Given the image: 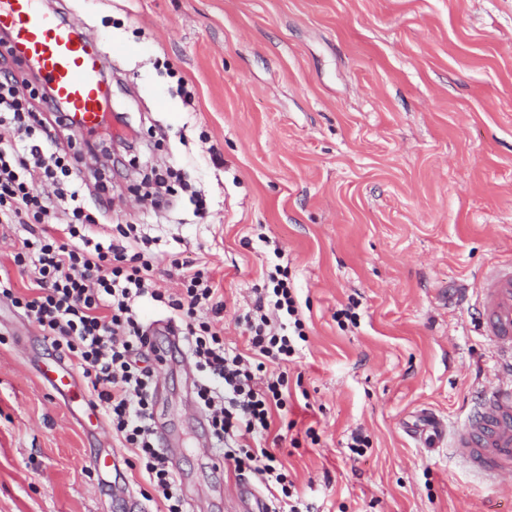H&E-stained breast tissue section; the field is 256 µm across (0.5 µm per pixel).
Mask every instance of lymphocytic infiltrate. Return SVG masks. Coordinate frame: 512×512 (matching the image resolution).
Returning <instances> with one entry per match:
<instances>
[{"mask_svg": "<svg viewBox=\"0 0 512 512\" xmlns=\"http://www.w3.org/2000/svg\"><path fill=\"white\" fill-rule=\"evenodd\" d=\"M27 80L0 69V224L27 235L13 263L32 279L19 293L0 275V300L37 324L53 348L81 369L98 407L163 512H184L176 475L154 421L155 347L140 308L167 311L197 372L196 397L214 447L236 472L276 489L287 512H303L295 484L267 438L286 407L285 368L307 339L298 295L287 277L269 273L245 316L246 350L226 346L215 320L224 301L210 276L183 267L179 292L157 288L153 240L139 225L106 231L85 206L82 158L59 152L31 108Z\"/></svg>", "mask_w": 512, "mask_h": 512, "instance_id": "f902f5d3", "label": "lymphocytic infiltrate"}]
</instances>
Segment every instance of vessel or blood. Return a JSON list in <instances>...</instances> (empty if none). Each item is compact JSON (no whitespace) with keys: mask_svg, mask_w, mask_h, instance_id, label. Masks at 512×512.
Masks as SVG:
<instances>
[{"mask_svg":"<svg viewBox=\"0 0 512 512\" xmlns=\"http://www.w3.org/2000/svg\"><path fill=\"white\" fill-rule=\"evenodd\" d=\"M38 2L0 0V30L8 33L13 56L45 79L54 105L73 115L77 133L95 132L110 96L103 79L108 56L87 41L78 22L60 20ZM475 293L478 330L495 350L496 382L456 427L425 411L406 431L425 447L450 448L499 482L512 476V260L492 264ZM40 376L61 394L76 385L73 372L56 364L42 366Z\"/></svg>","mask_w":512,"mask_h":512,"instance_id":"b4317fda","label":"vessel or blood"}]
</instances>
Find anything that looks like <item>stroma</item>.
I'll list each match as a JSON object with an SVG mask.
<instances>
[{
  "mask_svg": "<svg viewBox=\"0 0 512 512\" xmlns=\"http://www.w3.org/2000/svg\"><path fill=\"white\" fill-rule=\"evenodd\" d=\"M43 2L113 52L112 131L133 137L136 170L83 165L112 181L101 221L140 223L132 186L154 166L207 196L205 217L182 192L154 216L157 287L179 289L171 256L207 270L240 347L255 289L287 266L307 341L275 424L295 422L301 440L275 452L310 512H512V478L482 484L404 432L425 409L462 418L494 368L470 289L512 256V0ZM153 342L155 420L186 512H248L245 486L270 500L196 453V375ZM58 358L0 301V512H130L134 498L155 512L109 425L80 424L41 383ZM106 448L105 476L89 457Z\"/></svg>",
  "mask_w": 512,
  "mask_h": 512,
  "instance_id": "1",
  "label": "stroma"
}]
</instances>
